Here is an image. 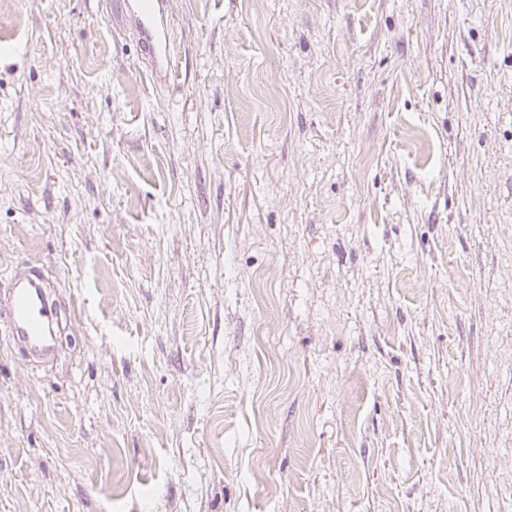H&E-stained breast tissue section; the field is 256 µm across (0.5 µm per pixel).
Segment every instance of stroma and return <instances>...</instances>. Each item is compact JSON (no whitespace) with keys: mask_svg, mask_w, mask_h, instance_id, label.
I'll list each match as a JSON object with an SVG mask.
<instances>
[{"mask_svg":"<svg viewBox=\"0 0 512 512\" xmlns=\"http://www.w3.org/2000/svg\"><path fill=\"white\" fill-rule=\"evenodd\" d=\"M6 0L0 512H512V0ZM123 9L134 20L138 42L153 63L152 73L169 80L174 71V33L166 18L167 0H122ZM43 288L36 266L16 274L8 294V318L13 335L37 356L48 357L53 351L54 331L45 308Z\"/></svg>","mask_w":512,"mask_h":512,"instance_id":"stroma-1","label":"stroma"}]
</instances>
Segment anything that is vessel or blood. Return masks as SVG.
<instances>
[{"instance_id":"b4317fda","label":"vessel or blood","mask_w":512,"mask_h":512,"mask_svg":"<svg viewBox=\"0 0 512 512\" xmlns=\"http://www.w3.org/2000/svg\"><path fill=\"white\" fill-rule=\"evenodd\" d=\"M132 17L142 50L149 55L156 77L169 79L174 70V33L166 18L167 0H122ZM44 285L37 267L15 275L8 294V318L16 335L37 356H50L54 331L44 302Z\"/></svg>"}]
</instances>
